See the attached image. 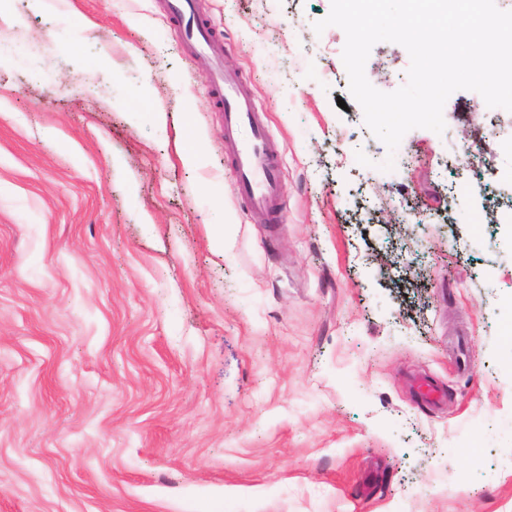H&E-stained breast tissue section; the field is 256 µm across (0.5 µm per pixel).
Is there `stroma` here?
I'll use <instances>...</instances> for the list:
<instances>
[{
  "instance_id": "35a3bbf8",
  "label": "stroma",
  "mask_w": 512,
  "mask_h": 512,
  "mask_svg": "<svg viewBox=\"0 0 512 512\" xmlns=\"http://www.w3.org/2000/svg\"><path fill=\"white\" fill-rule=\"evenodd\" d=\"M196 3L265 115L279 224L160 0L0 5V512H512V227L487 215L512 112L458 90L388 152L344 31L313 28L331 0ZM409 65L380 42L365 74ZM459 142L484 162L455 203Z\"/></svg>"
}]
</instances>
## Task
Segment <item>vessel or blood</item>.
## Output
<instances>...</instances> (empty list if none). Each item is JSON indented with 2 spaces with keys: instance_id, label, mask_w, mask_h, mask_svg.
<instances>
[{
  "instance_id": "obj_1",
  "label": "vessel or blood",
  "mask_w": 512,
  "mask_h": 512,
  "mask_svg": "<svg viewBox=\"0 0 512 512\" xmlns=\"http://www.w3.org/2000/svg\"><path fill=\"white\" fill-rule=\"evenodd\" d=\"M165 12L180 22L184 39L199 63V74L221 102L224 146L241 197L254 223H268L281 204L276 147L241 76L226 72L217 40L199 17L196 0H165Z\"/></svg>"
}]
</instances>
